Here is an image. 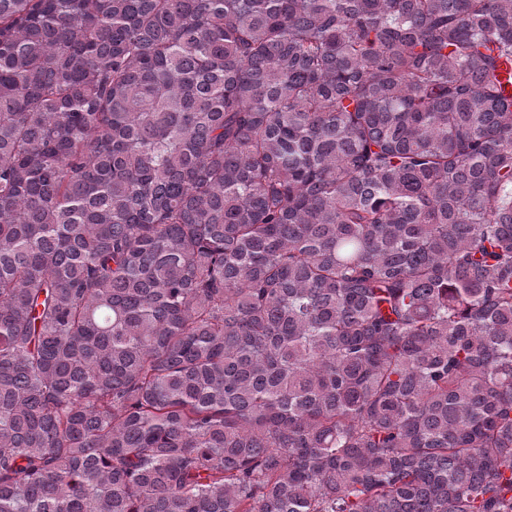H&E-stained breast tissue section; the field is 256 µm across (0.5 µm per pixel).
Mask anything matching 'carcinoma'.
<instances>
[{
	"label": "carcinoma",
	"instance_id": "1",
	"mask_svg": "<svg viewBox=\"0 0 512 512\" xmlns=\"http://www.w3.org/2000/svg\"><path fill=\"white\" fill-rule=\"evenodd\" d=\"M512 0H0V512H512Z\"/></svg>",
	"mask_w": 512,
	"mask_h": 512
}]
</instances>
